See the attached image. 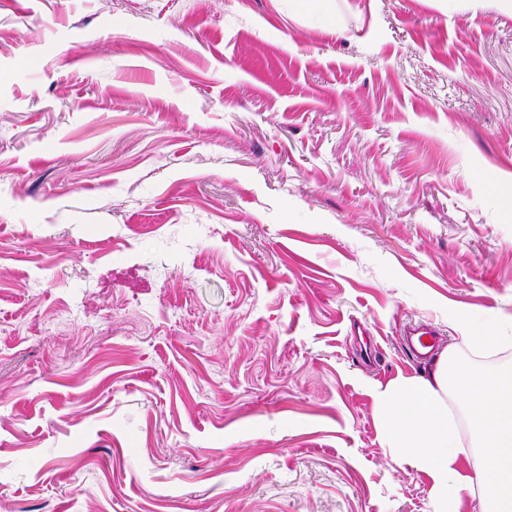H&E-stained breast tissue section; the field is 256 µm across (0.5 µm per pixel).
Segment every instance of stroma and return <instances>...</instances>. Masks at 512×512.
Masks as SVG:
<instances>
[{"mask_svg":"<svg viewBox=\"0 0 512 512\" xmlns=\"http://www.w3.org/2000/svg\"><path fill=\"white\" fill-rule=\"evenodd\" d=\"M0 0V512H434L374 390L512 318L500 0ZM477 331L471 336H461V345L477 349L491 350L503 344V337L497 335V320L480 311L470 312L467 316ZM407 336L406 347L412 357L425 358L435 348V333L428 327L420 326L409 332Z\"/></svg>","mask_w":512,"mask_h":512,"instance_id":"35a3bbf8","label":"stroma"}]
</instances>
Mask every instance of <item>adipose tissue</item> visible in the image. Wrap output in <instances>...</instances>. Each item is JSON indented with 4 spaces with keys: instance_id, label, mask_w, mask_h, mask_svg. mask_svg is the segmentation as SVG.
<instances>
[{
    "instance_id": "adipose-tissue-1",
    "label": "adipose tissue",
    "mask_w": 512,
    "mask_h": 512,
    "mask_svg": "<svg viewBox=\"0 0 512 512\" xmlns=\"http://www.w3.org/2000/svg\"><path fill=\"white\" fill-rule=\"evenodd\" d=\"M375 401L384 440L427 475L435 512H460L473 469L485 475L487 512H512L511 361L477 370L449 348L429 374L399 377Z\"/></svg>"
}]
</instances>
